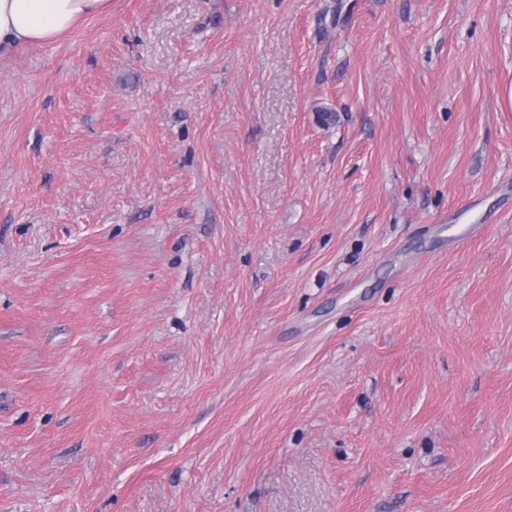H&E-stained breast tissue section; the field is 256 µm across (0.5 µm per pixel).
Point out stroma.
Returning a JSON list of instances; mask_svg holds the SVG:
<instances>
[{"label": "stroma", "mask_w": 512, "mask_h": 512, "mask_svg": "<svg viewBox=\"0 0 512 512\" xmlns=\"http://www.w3.org/2000/svg\"><path fill=\"white\" fill-rule=\"evenodd\" d=\"M512 0H112L0 60V512H512Z\"/></svg>", "instance_id": "stroma-1"}]
</instances>
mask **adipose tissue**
Listing matches in <instances>:
<instances>
[{
	"label": "adipose tissue",
	"mask_w": 512,
	"mask_h": 512,
	"mask_svg": "<svg viewBox=\"0 0 512 512\" xmlns=\"http://www.w3.org/2000/svg\"><path fill=\"white\" fill-rule=\"evenodd\" d=\"M110 7L111 0H0V58L55 42Z\"/></svg>",
	"instance_id": "ef3b65f1"
}]
</instances>
